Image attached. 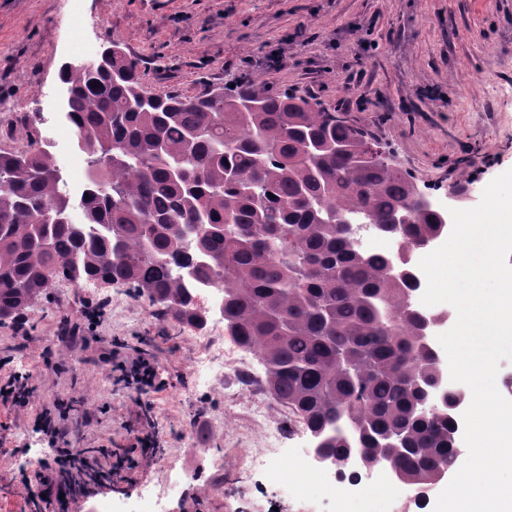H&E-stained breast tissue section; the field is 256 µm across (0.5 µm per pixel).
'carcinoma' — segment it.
I'll return each instance as SVG.
<instances>
[{
  "mask_svg": "<svg viewBox=\"0 0 512 512\" xmlns=\"http://www.w3.org/2000/svg\"><path fill=\"white\" fill-rule=\"evenodd\" d=\"M115 48L107 69L60 71L89 157L84 223L70 221L42 142L0 153V325L64 278L127 285L200 329L196 289L218 288L227 333L257 353L270 395L328 460L392 463L417 491L451 475L462 453L455 405L469 393L450 384L439 415L419 413L415 383L432 378V356L415 278L391 280L396 255L358 252L336 223L366 216L421 246L439 222L417 204V185L326 108L255 78L204 96H146L137 63ZM240 100L260 108L240 112ZM394 433L406 447H386Z\"/></svg>",
  "mask_w": 512,
  "mask_h": 512,
  "instance_id": "1",
  "label": "carcinoma"
}]
</instances>
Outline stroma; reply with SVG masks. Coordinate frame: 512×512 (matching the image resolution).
<instances>
[{"instance_id":"stroma-1","label":"stroma","mask_w":512,"mask_h":512,"mask_svg":"<svg viewBox=\"0 0 512 512\" xmlns=\"http://www.w3.org/2000/svg\"><path fill=\"white\" fill-rule=\"evenodd\" d=\"M113 42L151 94L201 96L252 76L349 113L434 196L469 175L484 190L512 169V0H0V151L55 139L76 222L83 211L71 179L87 163L75 132H58L60 68L78 47L92 61ZM90 301L105 313L85 346H70L66 331ZM24 321L0 326V379L20 372L35 387L26 407L0 405V512H45L29 482L52 451L32 425L57 403L74 447L103 446L116 458L141 423L153 424V462L113 467L108 497L134 501L178 471L189 478L165 498L166 512H296L293 486L317 489L292 457L287 408L269 405L279 454L251 462L254 388L238 373L198 382L194 331L128 286L56 281ZM144 336L165 385L140 409L101 356L113 340L133 346Z\"/></svg>"}]
</instances>
